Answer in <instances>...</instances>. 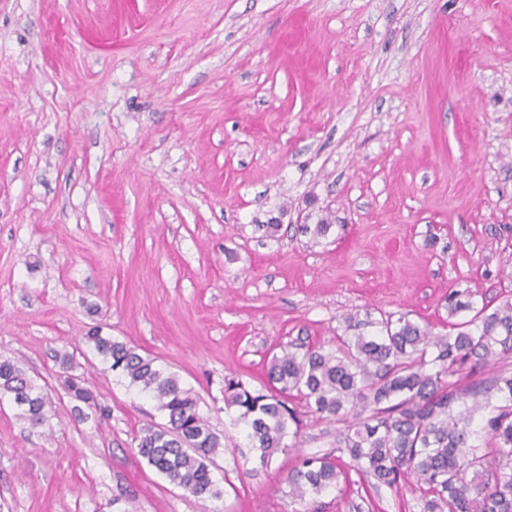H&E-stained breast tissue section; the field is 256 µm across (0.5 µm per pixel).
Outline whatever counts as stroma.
Masks as SVG:
<instances>
[{
	"label": "stroma",
	"instance_id": "1",
	"mask_svg": "<svg viewBox=\"0 0 512 512\" xmlns=\"http://www.w3.org/2000/svg\"><path fill=\"white\" fill-rule=\"evenodd\" d=\"M453 291L512 299V0H0V355L49 402H0V512H422L411 479L296 499L344 423L289 400L299 446L243 461L224 382L351 317L452 333ZM92 326L199 397L220 498L137 454L166 418Z\"/></svg>",
	"mask_w": 512,
	"mask_h": 512
}]
</instances>
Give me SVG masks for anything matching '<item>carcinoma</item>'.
Here are the masks:
<instances>
[{
  "label": "carcinoma",
  "instance_id": "carcinoma-1",
  "mask_svg": "<svg viewBox=\"0 0 512 512\" xmlns=\"http://www.w3.org/2000/svg\"><path fill=\"white\" fill-rule=\"evenodd\" d=\"M470 297L467 291L448 297L449 314L473 312L470 320L456 324L453 336L389 315L348 325L351 330L370 325L376 332L339 336L334 352L309 345L301 353L272 356L267 383L260 388L229 380L225 406L237 410L260 464L287 448L286 437L300 434L297 412L288 407L292 395L319 417L347 423L338 447L350 458L344 464L325 455L299 456L287 475L295 498L338 490L340 483L351 482L353 470L389 487L414 479L423 487V512H512V376L499 374L463 392L450 380L458 365L470 361L484 368L512 354V302L491 311L476 307ZM85 340L111 369L149 394L167 418L165 424L141 428L138 455L192 496L220 497L211 466L226 445L201 413L196 394L155 359L98 328ZM66 387L76 400L97 405L79 378H68ZM2 398L10 399L30 425L44 423L43 388L0 356ZM480 411L485 416L478 425Z\"/></svg>",
  "mask_w": 512,
  "mask_h": 512
}]
</instances>
